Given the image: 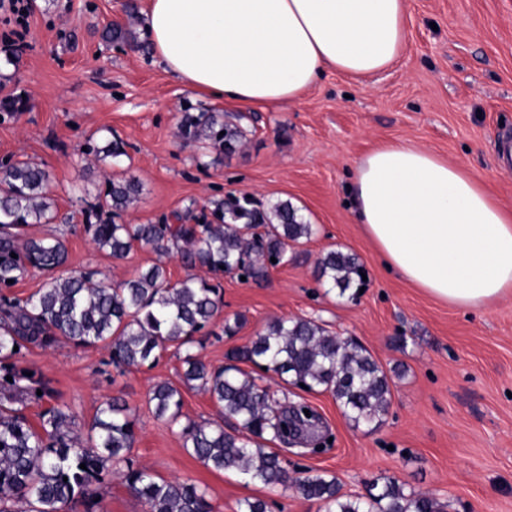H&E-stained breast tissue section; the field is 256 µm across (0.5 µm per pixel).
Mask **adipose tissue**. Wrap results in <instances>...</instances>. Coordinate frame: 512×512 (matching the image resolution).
<instances>
[{"mask_svg": "<svg viewBox=\"0 0 512 512\" xmlns=\"http://www.w3.org/2000/svg\"><path fill=\"white\" fill-rule=\"evenodd\" d=\"M407 0H148L155 54L191 89L264 110L300 99L324 69L362 80L406 45ZM353 193L386 268L458 308L512 296V209L434 152L389 142L365 154Z\"/></svg>", "mask_w": 512, "mask_h": 512, "instance_id": "ef3b65f1", "label": "adipose tissue"}]
</instances>
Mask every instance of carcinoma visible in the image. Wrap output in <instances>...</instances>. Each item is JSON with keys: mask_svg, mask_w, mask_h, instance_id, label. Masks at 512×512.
Masks as SVG:
<instances>
[{"mask_svg": "<svg viewBox=\"0 0 512 512\" xmlns=\"http://www.w3.org/2000/svg\"><path fill=\"white\" fill-rule=\"evenodd\" d=\"M104 40L135 42L130 29L111 25ZM181 138L200 148L232 152L245 132L232 119L213 112H186L179 123ZM100 160L125 155L124 144L111 140L97 150ZM50 173L28 161L0 162V512H95L106 477L113 473L146 506V512H214L205 491L189 481L156 480L134 464L136 414L120 397L107 400L82 433L66 405H53L33 426L23 409L28 399H53L50 381L25 375L22 350L47 349L64 339L77 346L104 345L117 367L154 365L168 346L185 351L181 378L209 394L227 420L243 433L223 425L183 418L180 389L169 382L149 392L153 413L180 427L185 447L205 466L237 471L268 488L288 484L287 464L264 448L263 441L288 440V418L294 407H275L258 377L236 366L250 363L304 391L330 393L354 426L380 424L391 403L389 379L382 366L362 346L330 333L313 318H277L250 344L226 353L231 364L212 368L194 352L200 333L211 329L223 305L220 288L189 274L173 283L158 261L136 277L112 288L94 281L95 272L65 278L54 272L67 262L58 238L17 239L26 228L54 219ZM141 185L133 178L108 183L105 197L92 206L96 223L84 226L96 248L115 258L136 243L159 256L180 251L193 269L223 271L259 283L274 265L293 259V246L317 232L301 209L288 201L263 205L248 193H228L156 224H119L116 219L138 199ZM16 257H11V254ZM276 262H271V259ZM319 278L345 295L362 277L359 258L330 249L317 261ZM33 268L48 274L37 292L25 300L3 291L9 281ZM12 381H7L6 376ZM42 395H37V392ZM86 468H80V464ZM294 483L308 500L326 512H443L434 497L405 493L400 480L384 479L377 492L364 498L339 494L336 479L306 474Z\"/></svg>", "mask_w": 512, "mask_h": 512, "instance_id": "obj_1", "label": "carcinoma"}]
</instances>
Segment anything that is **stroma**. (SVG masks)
<instances>
[{"mask_svg": "<svg viewBox=\"0 0 512 512\" xmlns=\"http://www.w3.org/2000/svg\"><path fill=\"white\" fill-rule=\"evenodd\" d=\"M23 41L0 43V99L26 107L0 112V160L32 161L52 175L56 218L29 228L58 237L68 260L61 276L93 270L119 286L152 265L156 254L134 245L122 258L98 250L84 232L86 213L106 180L136 178L139 201L126 224H154L191 204L230 192L265 203L288 201L318 233L266 281L221 276V319L243 317L234 335L207 337L199 355L213 367L250 344L276 318L318 319L364 347L391 379V406L378 427H354L331 394L307 393L275 375L276 399L307 402L332 433L320 455L271 443L290 472L335 477L341 494L367 495L374 480L398 478L406 492L431 495L445 512H512V297L488 308H456L389 272L364 235L351 199L357 161L386 142L434 150L483 181L512 208V170L499 143L512 136V0H408L402 57L384 72L352 81L325 70L299 100L250 112L243 146L203 150L178 135L186 112H229L172 76L148 40L139 48L101 37L112 24L141 34L146 0H33ZM119 139V162L97 160L87 144ZM356 254L367 281L357 298L322 286L318 257ZM24 364L50 380L58 403L89 422L102 401L123 397L135 408V464L155 479L188 480L215 512H238L244 499L273 502V512H324L294 487L270 489L239 474L207 468L183 446L179 427L158 419L147 399L160 382L179 386L183 414L214 422L202 390L182 385V354L169 346L156 365L118 371L102 347L61 341L33 348Z\"/></svg>", "mask_w": 512, "mask_h": 512, "instance_id": "obj_1", "label": "stroma"}]
</instances>
